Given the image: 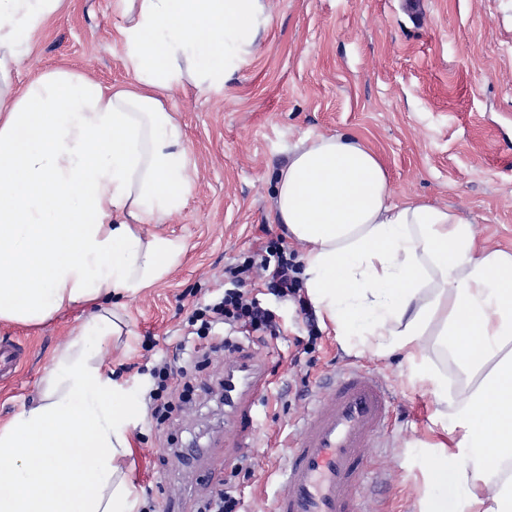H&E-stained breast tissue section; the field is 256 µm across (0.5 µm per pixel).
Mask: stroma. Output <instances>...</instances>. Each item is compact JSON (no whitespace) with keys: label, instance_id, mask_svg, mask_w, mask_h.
Returning <instances> with one entry per match:
<instances>
[{"label":"stroma","instance_id":"1","mask_svg":"<svg viewBox=\"0 0 512 512\" xmlns=\"http://www.w3.org/2000/svg\"><path fill=\"white\" fill-rule=\"evenodd\" d=\"M413 19L403 0H268L271 25L252 60L223 91L188 85L168 92L179 116L194 169L183 209L156 225L181 239L186 254L162 282L126 300L128 332L100 359L125 391L139 419L126 471L136 505L180 502L200 512L212 485L203 470L160 464L168 438L187 448L224 453V407L200 395L170 420L151 418L145 395L149 371L177 355L192 306L224 285V266L252 249L262 228L283 236L273 221L274 174L289 149L316 134L364 138L384 164L395 200L423 201L469 219L478 238L512 247V0H423ZM113 0H68L38 33L15 75L23 86L35 75L67 68L109 88L127 83L116 40L122 23ZM287 332L269 346L240 337L272 375L258 403L257 446L251 471L227 466L243 512H270L281 489L286 448L308 401L327 375L349 365L376 373L395 396L382 447L369 449L373 469L388 474L383 488L360 490L367 512H420L422 441L433 426L430 396L411 383L400 358L379 359L344 346L324 327L311 354L314 367L293 365L305 338L294 305L264 296ZM88 311L77 307L37 327L0 323V337L25 348L10 379L0 381V424L38 391L54 353L79 332ZM308 383H301V376Z\"/></svg>","mask_w":512,"mask_h":512}]
</instances>
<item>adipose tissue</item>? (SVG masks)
I'll return each instance as SVG.
<instances>
[{
  "label": "adipose tissue",
  "mask_w": 512,
  "mask_h": 512,
  "mask_svg": "<svg viewBox=\"0 0 512 512\" xmlns=\"http://www.w3.org/2000/svg\"><path fill=\"white\" fill-rule=\"evenodd\" d=\"M64 3L0 0V321L93 311L36 398L0 425V512H132L122 463L137 413L99 352L127 324L116 298L165 280L185 252L143 230L192 187L166 97L223 90L271 16L267 0H113L129 83L106 90L55 69L16 88L33 35ZM274 197L323 322L374 356H401L434 399L448 440L426 445L421 512H512V248L480 245L456 211L394 200L380 158L351 135L300 139Z\"/></svg>",
  "instance_id": "ef3b65f1"
}]
</instances>
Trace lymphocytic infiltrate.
<instances>
[{
  "label": "lymphocytic infiltrate",
  "mask_w": 512,
  "mask_h": 512,
  "mask_svg": "<svg viewBox=\"0 0 512 512\" xmlns=\"http://www.w3.org/2000/svg\"><path fill=\"white\" fill-rule=\"evenodd\" d=\"M228 287L224 294L207 304L195 306L188 317L190 331L201 338L185 358L184 366L171 368L163 364L154 368V387L149 393L151 415L164 420L173 410V397L178 389H191L194 372L219 352H236L240 344L237 333L255 334L260 344L279 339L283 330L262 308L248 290V283L263 281L268 292L281 300L299 304L303 320L309 328V338H316L314 317L303 294L301 265L295 251L285 246L283 239H270L252 249L243 260L224 268Z\"/></svg>",
  "instance_id": "obj_1"
}]
</instances>
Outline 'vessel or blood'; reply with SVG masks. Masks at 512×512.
Masks as SVG:
<instances>
[{"instance_id":"1","label":"vessel or blood","mask_w":512,"mask_h":512,"mask_svg":"<svg viewBox=\"0 0 512 512\" xmlns=\"http://www.w3.org/2000/svg\"><path fill=\"white\" fill-rule=\"evenodd\" d=\"M21 353L15 341H0L1 378L10 377ZM265 383L264 364L255 355L226 369L225 447H255L254 406ZM393 405L391 391L367 371L348 368L330 377L288 449L272 512H363L357 489L369 474L365 451L383 441Z\"/></svg>"}]
</instances>
